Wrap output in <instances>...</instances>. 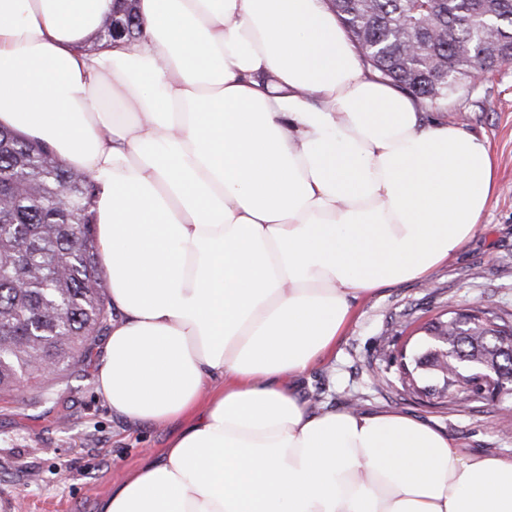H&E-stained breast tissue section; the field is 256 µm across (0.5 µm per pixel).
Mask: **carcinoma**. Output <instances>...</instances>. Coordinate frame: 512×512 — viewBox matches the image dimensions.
Returning <instances> with one entry per match:
<instances>
[{
    "label": "carcinoma",
    "mask_w": 512,
    "mask_h": 512,
    "mask_svg": "<svg viewBox=\"0 0 512 512\" xmlns=\"http://www.w3.org/2000/svg\"><path fill=\"white\" fill-rule=\"evenodd\" d=\"M375 79L441 112L477 69L512 63V0H326ZM143 20L129 5L105 16L94 46L130 45ZM0 392L40 387L81 366L109 330L112 303L98 259L91 177L46 142L0 128ZM512 311L472 325L461 357L482 354L512 375L502 327Z\"/></svg>",
    "instance_id": "1"
}]
</instances>
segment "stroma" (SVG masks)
Here are the masks:
<instances>
[{
  "label": "stroma",
  "instance_id": "stroma-1",
  "mask_svg": "<svg viewBox=\"0 0 512 512\" xmlns=\"http://www.w3.org/2000/svg\"><path fill=\"white\" fill-rule=\"evenodd\" d=\"M482 138L497 164V192L477 234L429 280L381 288L360 300L335 352L300 382L306 397L342 410H397L447 434L461 453L512 456V436L496 427L497 405L485 401L454 413L428 400L379 387L383 345L414 348L419 327L447 305L512 311V65L477 88H461L444 112ZM106 336L95 337L90 362L54 381L0 396V512H99L114 483L144 454L166 447L178 424L141 426L114 414L97 390Z\"/></svg>",
  "mask_w": 512,
  "mask_h": 512
}]
</instances>
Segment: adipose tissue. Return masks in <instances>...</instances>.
Returning <instances> with one entry per match:
<instances>
[{"mask_svg":"<svg viewBox=\"0 0 512 512\" xmlns=\"http://www.w3.org/2000/svg\"><path fill=\"white\" fill-rule=\"evenodd\" d=\"M0 0V126L98 186L112 332L97 388L180 423L101 512H512V458L297 383L378 288L428 279L497 185L484 140L424 123L324 0ZM143 20L136 8L129 5L124 9L105 16L95 33L93 46H112L114 43L130 45L137 41L142 32ZM127 32V35L125 34ZM129 35H132L130 37Z\"/></svg>","mask_w":512,"mask_h":512,"instance_id":"adipose-tissue-1","label":"adipose tissue"}]
</instances>
